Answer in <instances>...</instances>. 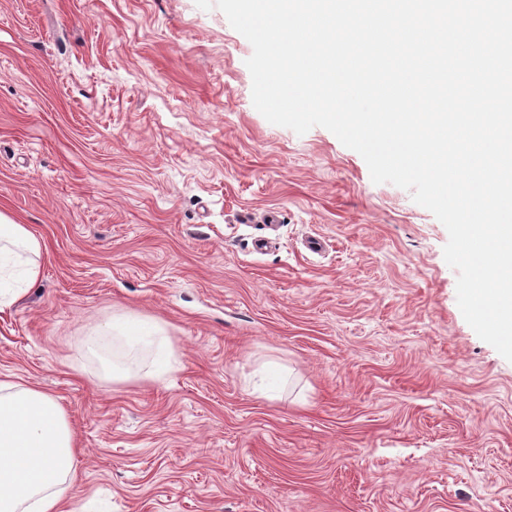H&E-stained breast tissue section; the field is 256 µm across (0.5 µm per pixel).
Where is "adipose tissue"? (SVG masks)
<instances>
[{
	"instance_id": "ef3b65f1",
	"label": "adipose tissue",
	"mask_w": 512,
	"mask_h": 512,
	"mask_svg": "<svg viewBox=\"0 0 512 512\" xmlns=\"http://www.w3.org/2000/svg\"><path fill=\"white\" fill-rule=\"evenodd\" d=\"M44 241L0 212V312L41 278ZM113 381L155 380L177 369L166 324L113 316L87 344ZM75 429L58 400L35 384L0 380V512H66L76 476Z\"/></svg>"
}]
</instances>
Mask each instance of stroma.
Masks as SVG:
<instances>
[{
    "instance_id": "stroma-1",
    "label": "stroma",
    "mask_w": 512,
    "mask_h": 512,
    "mask_svg": "<svg viewBox=\"0 0 512 512\" xmlns=\"http://www.w3.org/2000/svg\"><path fill=\"white\" fill-rule=\"evenodd\" d=\"M252 52L195 0H0V212L46 244L0 379L65 408L77 508L512 512V362L446 228L329 130L269 123ZM121 314L168 323L180 370L98 375L83 343ZM264 366L290 385L253 394Z\"/></svg>"
}]
</instances>
